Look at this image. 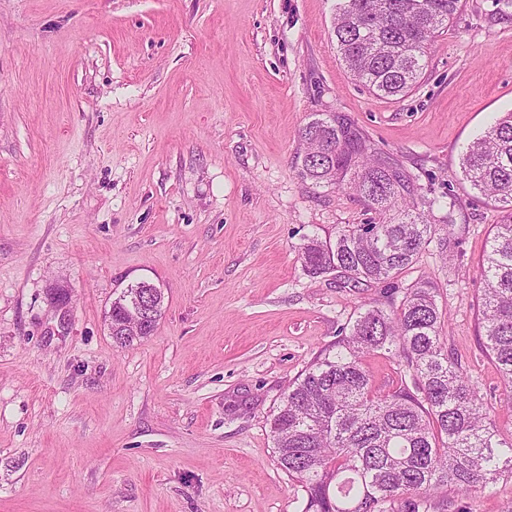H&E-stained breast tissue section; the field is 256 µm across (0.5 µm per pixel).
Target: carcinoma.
<instances>
[{
    "mask_svg": "<svg viewBox=\"0 0 512 512\" xmlns=\"http://www.w3.org/2000/svg\"><path fill=\"white\" fill-rule=\"evenodd\" d=\"M461 0H342L333 33L346 66L364 86L388 97L416 85L432 39L448 27ZM300 174L348 187L373 217L347 224L335 240L312 236L300 247L309 276L335 274L355 285L387 281L431 241L418 178L375 148L343 112L310 121L301 132ZM464 178L485 198L512 208V112L477 137L461 157ZM478 328L482 345L512 387V215L486 243ZM130 292L149 311L137 334L125 331V300L112 301V341L127 347L152 335L164 293L147 280ZM435 289L420 282L398 308L371 306L349 333L288 388L271 415L278 466L303 484L302 512H443V488L468 495L512 473V436L484 409L477 385L442 346ZM385 350L413 371L412 386L376 391L363 357Z\"/></svg>",
    "mask_w": 512,
    "mask_h": 512,
    "instance_id": "cac0c4a2",
    "label": "carcinoma"
}]
</instances>
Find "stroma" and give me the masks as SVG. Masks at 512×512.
<instances>
[{"mask_svg":"<svg viewBox=\"0 0 512 512\" xmlns=\"http://www.w3.org/2000/svg\"><path fill=\"white\" fill-rule=\"evenodd\" d=\"M339 0H0V512H301L269 422L361 307L428 280L440 336L512 434V387L478 334L480 265L507 213L460 168L512 112V7L462 0L414 89L345 67ZM343 112L452 215L394 279L310 277L299 248L369 214L296 165ZM162 288L154 335L118 348L128 283ZM373 387L411 373L367 354ZM512 475L448 512H507Z\"/></svg>","mask_w":512,"mask_h":512,"instance_id":"obj_1","label":"stroma"}]
</instances>
